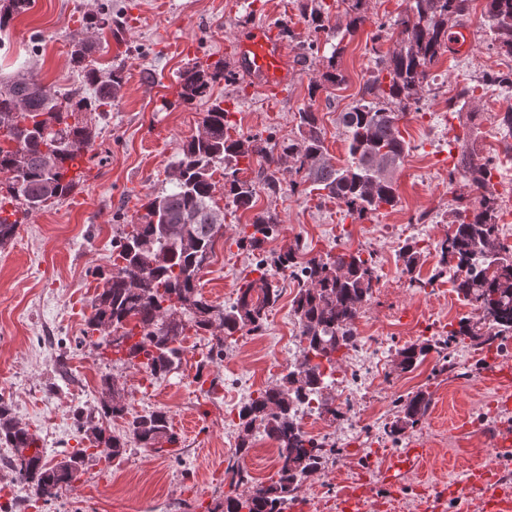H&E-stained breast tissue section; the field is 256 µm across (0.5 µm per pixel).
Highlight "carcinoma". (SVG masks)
I'll return each instance as SVG.
<instances>
[{
  "mask_svg": "<svg viewBox=\"0 0 512 512\" xmlns=\"http://www.w3.org/2000/svg\"><path fill=\"white\" fill-rule=\"evenodd\" d=\"M470 0H412L409 12L396 19L395 49L377 63V73L349 109L339 114L349 159L341 167L327 157L318 113L305 107L297 112L298 133L282 142L276 155L256 136L227 134L229 111L222 102L213 103L202 117L204 134L183 144L173 165V187L146 196L144 214L119 240L122 264L103 277L88 319L91 331L104 327L120 336L125 346L109 347L106 337L93 342L100 354L108 352L153 377L177 369L183 353V338L192 330L211 336L209 358L224 357V347L239 333L264 331L282 288L276 275L285 273L298 281L292 311L298 323L301 358L283 375L280 384L265 389L238 410L239 442L236 454L251 447L256 433L263 432L277 443L278 468L268 483H254L237 462L228 463L225 479L230 492L224 495L222 512H276L288 508L308 477L321 471L335 449L308 436L297 423L298 406L314 401L320 413L339 416L327 401H319L329 387L339 358L336 354L356 346L355 323L373 295L378 282L377 262L361 251L329 253L310 258L295 245L267 254L265 245L277 232L275 212L253 214L251 223L239 230L238 244L259 256L258 276L244 278L229 307L215 305L197 291V280L223 228L218 213L210 206L216 183V164L263 160L265 179L277 182L280 161H293L299 180L346 206L362 218L398 202L394 173L408 149L399 122L409 102L419 103L418 91L428 69L448 47V25L458 22ZM28 0H8L0 5V25L23 12ZM484 16L494 34L496 48L512 55V0H485ZM309 18L314 32L335 36L327 24L322 5L311 6ZM85 83L93 94L61 98L49 94L38 75L24 70L0 83V174L8 176L6 193L0 196V246L14 238L20 226L18 212L32 214L60 200L80 181V165L91 150L96 135L92 128L70 119L76 112H95L110 103L120 87V73H112L109 84L99 81L97 70L82 67ZM224 77L221 63L196 64L181 78L178 97L190 103L208 95L211 86ZM476 87L466 85L448 100V108L465 109L476 100ZM400 108L396 112L393 107ZM462 142L454 172L461 175L474 194L470 203L457 199L453 231L440 240L436 251L454 281L456 292L479 313L477 321L462 318L448 338L407 344L397 351L402 370L411 371L431 351L448 362L444 350L449 342H469L479 349L512 334V246L499 236V205L489 192L491 161L476 160L474 127L454 136ZM238 169L224 173V197L237 209L255 207L253 183L237 176ZM403 272L411 274L421 259L418 242L405 244L399 252ZM430 396L417 392L401 407L400 415L386 434L399 440L425 417ZM103 415L121 416L127 411L118 392L103 401ZM129 438L142 448L158 449L175 440L169 433L167 412L136 415L129 422ZM90 446L110 449L104 459L122 457L126 441L93 427L86 435ZM0 444L14 449L11 466L16 481L26 487L34 501L47 505L62 490L80 479L86 449L73 452L53 466L46 451L27 425L12 415L11 406L0 398ZM246 487L238 492L240 487Z\"/></svg>",
  "mask_w": 512,
  "mask_h": 512,
  "instance_id": "1",
  "label": "carcinoma"
}]
</instances>
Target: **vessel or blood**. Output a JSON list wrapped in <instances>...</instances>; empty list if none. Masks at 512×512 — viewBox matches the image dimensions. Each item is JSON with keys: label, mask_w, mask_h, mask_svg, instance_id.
Here are the masks:
<instances>
[{"label": "vessel or blood", "mask_w": 512, "mask_h": 512, "mask_svg": "<svg viewBox=\"0 0 512 512\" xmlns=\"http://www.w3.org/2000/svg\"><path fill=\"white\" fill-rule=\"evenodd\" d=\"M226 74L233 80L247 79L265 93L287 86L292 73L279 28L270 22L249 25L233 42L232 64ZM484 380L501 389L503 413L512 412V364L501 361L488 366ZM492 445L496 455L471 469L467 482L480 491L485 512H512V487L505 484L501 467L502 460L512 457V424L498 426Z\"/></svg>", "instance_id": "obj_1"}]
</instances>
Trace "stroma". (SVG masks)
<instances>
[{
    "label": "stroma",
    "mask_w": 512,
    "mask_h": 512,
    "mask_svg": "<svg viewBox=\"0 0 512 512\" xmlns=\"http://www.w3.org/2000/svg\"><path fill=\"white\" fill-rule=\"evenodd\" d=\"M304 0H112V27L87 23L100 0H39L37 8L14 15L0 28V79L34 68L51 94H88L72 58L76 44L89 46L87 61L101 76L119 71L122 83L107 112L80 114L96 138L77 188L66 198L24 218L14 239L0 247V399L40 438L49 462L87 447L78 420L104 422L112 435L125 436L123 419H105L100 402L108 382H115L135 415L165 409L175 443L162 451L128 443L121 462L98 456L86 459L74 487L56 502L26 504V490L9 465L12 449L0 447V512H213L229 486L224 471L235 458L236 423L225 421L227 404L276 385L297 356L290 338L298 332L291 310L297 282L280 281L282 297L258 335L232 342L220 363L207 358L208 339L196 337L178 370L153 378L144 371L100 356L87 336L92 302L101 276L117 261V240L136 220L140 200L167 187L184 142L200 131L199 122L213 100L229 109L238 134L269 143L295 137V115L303 107L317 112L333 164L343 165L347 141L340 112L358 100L378 57L395 46L392 23L410 0H366L367 20L353 34L346 26L351 0H323L332 40L317 38L302 13ZM484 0H472L462 24L470 28L468 51H442L423 83L418 108L408 109L400 129L409 150L396 173L398 203L361 219L344 205L312 199L293 188L291 159L280 162L279 181L269 187L260 162L240 173L255 183V209L275 211L280 224L268 243L271 251L301 244L316 254L363 251L378 262V282L356 327L366 360L343 359L337 383L324 395L347 401L350 417L322 414L320 434L338 449L335 458L309 477L294 503L295 512H341L340 491L367 482L374 495L394 501L396 512H422L437 486L464 484L467 471L484 456L487 438L471 431V421L492 428L500 417L491 412L498 390L482 373L488 349L453 346L448 370L436 369L435 354L417 366L397 368L404 345L448 336L451 325L477 318L472 304L459 297L449 276L439 275L435 250L424 251L414 275L402 272L398 252L407 239L426 230L433 239L448 232L455 198L463 181H450L457 159L448 146V92L476 84L495 73L512 71V58L490 46ZM287 21L291 38L284 45L294 81L280 95L268 97L245 81H220L209 97L178 103L182 74L194 64L227 60L236 33L245 23ZM345 81H323L328 64ZM320 82L311 91L312 82ZM474 108L477 156L492 160L497 177L490 189L498 200L512 190V132L488 107L491 96L512 97V87L485 84ZM217 166L213 201L224 214V227L199 274L198 290L213 304L235 295L250 274L256 255L240 248L237 228L250 212L228 205ZM426 280L411 286V277ZM423 390L432 405L412 431L395 442L385 434L408 395ZM419 448L411 468L395 472L397 490H389L386 468L391 455ZM239 458V457H236ZM258 482L272 476L270 452L252 446L239 458Z\"/></svg>",
    "instance_id": "stroma-1"
}]
</instances>
